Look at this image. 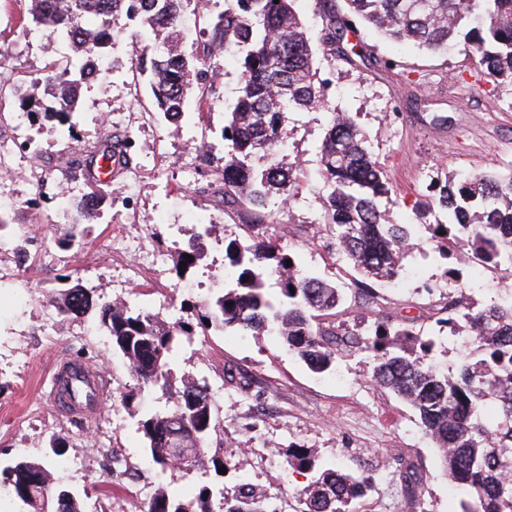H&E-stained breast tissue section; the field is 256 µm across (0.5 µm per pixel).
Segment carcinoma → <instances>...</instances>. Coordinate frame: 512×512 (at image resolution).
Masks as SVG:
<instances>
[{"mask_svg":"<svg viewBox=\"0 0 512 512\" xmlns=\"http://www.w3.org/2000/svg\"><path fill=\"white\" fill-rule=\"evenodd\" d=\"M18 13L19 27L32 22L70 52L54 56L37 75L16 67L0 69V124L9 121L3 102L29 115L42 114L62 126V141L75 137L81 90L88 83V64L107 59L112 24L125 17L134 25L132 37L142 43L132 64L147 87L148 114L177 123L192 105L202 109L217 93L223 54L238 56L239 87L225 118L224 152L203 149L208 172L220 178L224 210L245 224H271L270 199L291 197L293 168L255 160L271 155L288 140V114L326 110L324 81L317 77L307 30L296 14L295 0H227L217 16L194 21L195 38L183 37L185 0H27ZM351 18L331 13L323 28L326 54L347 56L343 45L352 23L370 26L395 42L412 43L440 52L461 43L475 53L487 73L512 84V0H345ZM324 223L334 231L337 254L363 278L395 282L401 259L413 247L416 225L388 223L380 202L391 192L386 171L378 165L369 138L348 112H330L319 147ZM126 167L131 162L128 137H105L82 159L69 160V173L94 185L90 196L101 202L108 191L97 184L94 163L100 159ZM438 210V250L445 258L478 260L494 268L512 267V168L497 167L455 177L423 204ZM197 231L176 258V268L190 273L203 259ZM193 256L189 261L185 255ZM222 292L196 315L183 309L170 321L149 309L103 298L78 283L57 290L59 313L86 317L96 312V326L106 331L112 347L128 363L137 393L159 388L167 406L138 422L148 463L172 465L177 452L190 456L186 467L205 466L208 438L215 427L212 395L204 380L184 377L175 385L174 351L196 328L215 326L241 334L266 332L293 351L309 369H334L344 351L372 354V380L392 390L419 414L425 433L441 453L450 488H459L460 512H512V293L477 311L462 312L448 301V317L439 326L459 330L465 322V343L454 376L430 362L433 341L414 334L404 316L382 320L363 338L340 331L322 317L342 300V289L300 267L286 265L292 256L265 237L232 240ZM288 466L311 474L297 490L296 512H351L349 506L371 488V478L345 472L335 464L319 466L311 449L289 447ZM404 498L421 504L423 474L412 460L399 459ZM0 487L28 507L27 512H81L76 496L49 485L39 459L19 457L0 468ZM267 497L241 481L235 493L222 496L220 512H269ZM144 512H215L212 495L194 500L171 499L160 492Z\"/></svg>","mask_w":512,"mask_h":512,"instance_id":"cac0c4a2","label":"carcinoma"}]
</instances>
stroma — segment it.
Segmentation results:
<instances>
[{
	"mask_svg": "<svg viewBox=\"0 0 512 512\" xmlns=\"http://www.w3.org/2000/svg\"><path fill=\"white\" fill-rule=\"evenodd\" d=\"M125 20L112 29L110 59L123 68L120 77L85 85L77 126V154H87L104 138L103 125L128 129L135 141L132 164L112 182V202L95 218L80 224L82 248L66 249L58 238L69 219L49 200L41 209L45 223L33 222L26 206L35 187L28 178L0 172L18 210L15 233H27L30 256L49 243L55 264H17L13 255L0 256L4 266L18 265L14 283L0 286V467L19 457L46 460L49 481L74 490L81 512H141L157 492L189 499L209 488L232 495L241 478L266 493L273 512H295L297 489L306 485L293 473L282 453L288 446L313 449L319 460L349 472L371 476L372 490L356 502L355 512H405L397 472L398 459L420 463L422 498L428 512H448V477L419 417L391 391L376 385L367 353L348 352L335 369L316 374L274 337L216 329L194 336L176 356V376L205 379L224 390L215 400L216 426L210 451L219 453L227 469L213 465L187 469L147 465L137 422L166 402L161 391H145L131 401L123 396L135 381L125 360L102 331L83 333L82 321L57 315L48 301L61 288V275H70L84 288L96 289L84 261L95 256L102 278L119 284L134 256L118 234L145 236L166 255L177 241L194 231L191 214L209 216L213 233L206 258L195 276L200 291L182 290L175 265L165 276L143 272L134 292L144 304L175 297L177 305L203 307L224 286L225 243L254 234L277 239L305 269L343 288L335 322L361 332L385 315L415 310L416 332L428 334L445 317L449 298L478 309L498 295L512 291V268L457 267L444 278L446 262L435 249L432 223L417 228L414 248L403 261L401 284L376 285V303H369L357 275L339 262L336 238L323 222L317 148L323 137L322 112H293L288 116L287 160L297 163L295 196L275 197L272 224H244L216 208L212 196L199 192L200 175L183 173L181 163L203 143L221 146L224 111L238 89V65L224 56L218 93L203 116H186L172 124L146 118L151 103L146 88L130 84L129 70L140 47L125 30ZM350 61L316 52L315 65L331 89L330 108L352 113L369 137L378 164L391 182L382 203L387 219L411 220L420 202L451 174H474L487 167L512 166V85L500 84L478 66L475 54L460 47L430 53L400 45L362 25H353L344 40ZM181 227L172 239L171 224ZM52 318L56 330L44 335L41 323ZM63 357L95 365L104 386L93 405L91 420L58 415L44 396L43 383L53 363ZM250 384L241 392V381ZM79 457L81 469L67 471L63 462Z\"/></svg>",
	"mask_w": 512,
	"mask_h": 512,
	"instance_id": "obj_1",
	"label": "stroma"
}]
</instances>
